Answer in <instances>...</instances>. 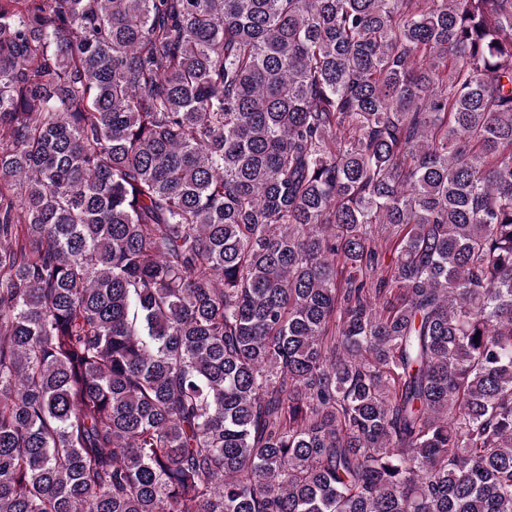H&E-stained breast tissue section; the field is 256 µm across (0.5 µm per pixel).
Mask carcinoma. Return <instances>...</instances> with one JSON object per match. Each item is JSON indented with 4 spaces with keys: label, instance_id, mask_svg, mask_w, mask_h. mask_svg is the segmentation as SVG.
Returning <instances> with one entry per match:
<instances>
[{
    "label": "carcinoma",
    "instance_id": "carcinoma-1",
    "mask_svg": "<svg viewBox=\"0 0 512 512\" xmlns=\"http://www.w3.org/2000/svg\"><path fill=\"white\" fill-rule=\"evenodd\" d=\"M0 512H512V0H0Z\"/></svg>",
    "mask_w": 512,
    "mask_h": 512
}]
</instances>
